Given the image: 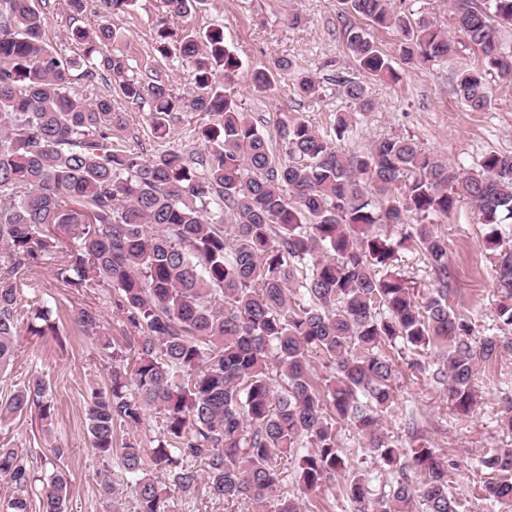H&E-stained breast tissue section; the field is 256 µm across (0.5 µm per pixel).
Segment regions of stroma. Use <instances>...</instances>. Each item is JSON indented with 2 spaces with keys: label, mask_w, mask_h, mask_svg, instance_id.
Returning a JSON list of instances; mask_svg holds the SVG:
<instances>
[{
  "label": "stroma",
  "mask_w": 512,
  "mask_h": 512,
  "mask_svg": "<svg viewBox=\"0 0 512 512\" xmlns=\"http://www.w3.org/2000/svg\"><path fill=\"white\" fill-rule=\"evenodd\" d=\"M393 6L410 18L428 19L443 31H457V16L449 0H393ZM164 12L162 0H137L130 14L116 20L123 34L119 51L136 73L155 70L180 92L192 83L190 67L172 57L161 58L154 49L155 24ZM341 13L340 0H211L204 9L191 13L184 25L200 31L223 29L225 43L243 64L236 88L244 110L257 120L274 145L281 120L300 117L326 131L336 113L352 111L351 102L334 80L336 74L355 71L342 38ZM46 14L45 38L67 57L75 52L65 37L70 18L89 27L99 23L101 17L98 0H86L85 10L77 16L71 14L68 0H49ZM295 14L300 15V24H291ZM280 57L292 60L293 74L320 79L318 98L296 96L293 75L281 76L274 90H254L250 81L253 71L270 66ZM480 64L478 50L459 44L448 59L402 68L399 82L368 81L375 109L358 114L356 132L345 140V147L360 151L377 138L412 135L425 149L447 158L452 167L468 170L477 169L489 152H512V84L490 77L492 105L482 112L466 110L452 92L455 73ZM73 87L90 98L110 97L122 112L124 123L113 128V141L147 156L153 153L157 140L147 110L128 104L109 81L78 76ZM437 231L448 240V263L456 272L451 306L475 320L480 335L499 334L501 323L496 310L500 295L492 278V253L485 247L489 225L479 223L469 205L463 203L454 215L439 220ZM30 283L34 293L56 299L58 333L35 336L21 331L13 372H41L50 384L55 414L51 430H44L37 416L29 415L10 423L6 435L38 452L40 472L47 474L59 467L67 473L68 512H107L100 490V475L106 467L90 449L86 401L91 388L107 385L108 360L95 339L79 332L70 313L86 304L97 307L107 338L121 345L132 331L116 310L111 289L90 300L69 293L58 286L49 261L35 269ZM395 386V403L381 420L384 432L392 440L405 442L407 420L415 418L424 443L444 449L457 461L450 476V490L466 501L467 512H512V506L472 496L474 486L489 478L478 463L480 455L488 448H512V434L504 432L499 422L500 402L512 396V354L478 367L477 403L466 415L454 410L445 387L408 368H401ZM336 429L348 455L349 474L365 477L373 493L386 491L396 477L394 469L363 448L362 436L350 424L337 423ZM53 443L65 447L62 458L51 455L49 446ZM284 488L297 496L300 512H357L355 503L340 493L334 480L305 495L299 493L295 479H287Z\"/></svg>",
  "instance_id": "stroma-1"
}]
</instances>
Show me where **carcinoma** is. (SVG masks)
Wrapping results in <instances>:
<instances>
[{
	"label": "carcinoma",
	"instance_id": "obj_1",
	"mask_svg": "<svg viewBox=\"0 0 512 512\" xmlns=\"http://www.w3.org/2000/svg\"><path fill=\"white\" fill-rule=\"evenodd\" d=\"M99 2L97 26L68 32L80 48L69 59L44 40L47 16L34 0H0V382L9 380L23 316L38 322L33 332L56 333L50 301L25 293L32 271L55 255L61 287L83 295L112 288L134 332L124 346L103 344L109 384L87 401L89 443L103 466L117 431L157 415L153 447L135 438L121 448L126 485L102 474L101 495L113 507L129 495L136 512H171L175 488L187 500L208 497L230 509L244 501L251 512H299L284 479L293 473L306 493L347 471L340 421L398 471L376 498L361 480L346 479L358 512H410L417 499L425 512H461L447 454L422 443L413 426L408 445H398L381 415L395 402V352L437 349L432 364L416 359L409 367L446 387L466 414L477 366L512 348L511 336L474 339L475 322L450 305L455 273L448 240L435 231L463 201L483 224H512V153L491 151L466 171L413 135L350 151L340 144L355 122L349 112L336 114L331 135L304 119L281 121L277 153L230 89L242 62L224 32L175 26L208 0H164L155 30V51L193 68L186 96L159 77L130 73L124 56L104 54L117 37L112 21L135 0ZM450 2L459 35L482 57L480 68L457 75L453 93L483 112L492 102L487 76L512 82V50L501 45L512 0ZM341 4L373 28L398 30L400 59L410 67L454 48L448 33L396 12L391 0ZM343 38L365 77L401 79L369 30L348 23ZM80 66L84 77L108 75L129 103L148 107L161 139L151 157L112 143L123 115L109 97L72 90ZM293 69L280 57L254 71L252 85L271 90ZM336 83L357 111L375 109L363 81ZM293 86L301 97L320 90L302 74ZM179 112L208 118L198 127L202 151L167 145L166 126ZM390 224L401 226L399 237L383 232ZM486 242L501 294L497 317L512 328V244L503 245L495 228ZM401 249L422 255L433 278L428 294L396 272ZM71 317L84 334L103 330L93 306ZM313 354L330 360V376L312 377ZM33 411L51 425L49 385L35 373L0 397V422ZM480 465L490 474L480 498L511 505L512 448L487 449ZM36 470L32 449L0 442V512H31ZM38 498L42 512H66L67 474L57 469L41 480Z\"/></svg>",
	"mask_w": 512,
	"mask_h": 512
}]
</instances>
